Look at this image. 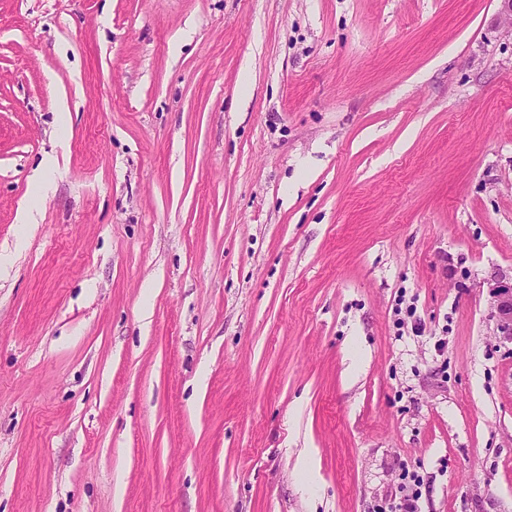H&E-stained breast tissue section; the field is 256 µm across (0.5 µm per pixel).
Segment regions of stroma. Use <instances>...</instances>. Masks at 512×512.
<instances>
[{
  "mask_svg": "<svg viewBox=\"0 0 512 512\" xmlns=\"http://www.w3.org/2000/svg\"><path fill=\"white\" fill-rule=\"evenodd\" d=\"M501 9L0 0V512H512ZM488 288L499 336L512 342V275L495 279ZM403 479L406 481V483H405L406 487L408 484L409 488L411 489V494L406 495L403 500V503H400L399 505H397L395 507L398 510H394V511L395 512L396 511L417 512V509H418L417 502H418L419 498L421 497V491H419V488L421 486L422 480L419 478L417 473H415V472L410 473L409 471L404 472Z\"/></svg>",
  "mask_w": 512,
  "mask_h": 512,
  "instance_id": "35a3bbf8",
  "label": "stroma"
}]
</instances>
